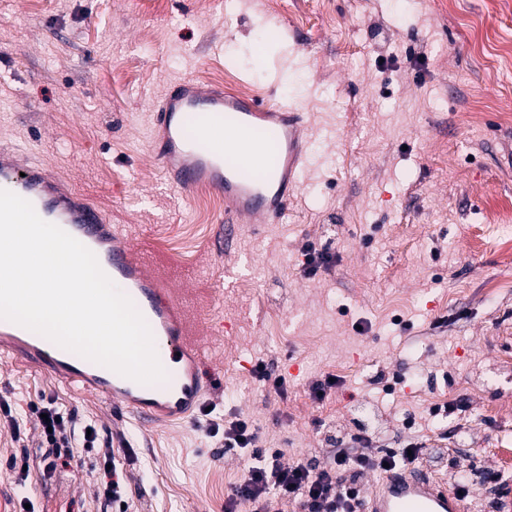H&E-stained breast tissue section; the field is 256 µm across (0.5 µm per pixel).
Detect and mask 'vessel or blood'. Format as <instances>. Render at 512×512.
<instances>
[{"instance_id": "obj_1", "label": "vessel or blood", "mask_w": 512, "mask_h": 512, "mask_svg": "<svg viewBox=\"0 0 512 512\" xmlns=\"http://www.w3.org/2000/svg\"><path fill=\"white\" fill-rule=\"evenodd\" d=\"M152 152L169 182L184 191L201 187L224 198L229 224H268L280 218L310 172L311 160L296 106L270 108L216 86L180 78L164 89L154 112ZM0 189L29 201L45 221L68 227L86 245L106 244L101 258L114 283L132 296L164 349L163 366L175 376V403L162 402L146 385L111 369L73 364L65 350L28 338L21 326L0 323V348L22 353L62 382L95 390L141 418L181 417L189 413L211 380L203 357L190 342L181 302L168 295L165 281L132 256L122 228L110 224L97 207L76 200L71 187L35 162L20 163L0 149ZM445 483L405 471H387L368 495L366 512H461Z\"/></svg>"}]
</instances>
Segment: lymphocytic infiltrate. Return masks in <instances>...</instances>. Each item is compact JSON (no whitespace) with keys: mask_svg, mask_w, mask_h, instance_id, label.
I'll list each match as a JSON object with an SVG mask.
<instances>
[{"mask_svg":"<svg viewBox=\"0 0 512 512\" xmlns=\"http://www.w3.org/2000/svg\"><path fill=\"white\" fill-rule=\"evenodd\" d=\"M33 411L47 415L50 421L49 431L42 434L46 471L75 464L73 445L91 448L98 441L97 434L88 433L75 412L61 409L54 402L34 406ZM208 435L218 439L222 447L239 450L251 459L242 482L227 501L226 512H237L242 504L251 512H284L293 503L301 512H360L364 474L380 471L386 465L393 469L406 467L416 460L404 448L366 453L370 435L364 430L353 435V447L331 450L328 463L322 467L304 461L284 463L279 450L260 447L257 429L244 418L211 422Z\"/></svg>","mask_w":512,"mask_h":512,"instance_id":"lymphocytic-infiltrate-1","label":"lymphocytic infiltrate"}]
</instances>
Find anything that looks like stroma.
<instances>
[{"label": "stroma", "mask_w": 512, "mask_h": 512, "mask_svg": "<svg viewBox=\"0 0 512 512\" xmlns=\"http://www.w3.org/2000/svg\"><path fill=\"white\" fill-rule=\"evenodd\" d=\"M0 0V147L65 176L157 264L215 376L167 424L119 414L94 391L0 354V396L25 427L28 466L0 418V512H112L97 495L100 448L50 473L33 404L54 400L112 443L130 512H224L246 461L206 434L250 419L284 462L323 463L331 438L367 430L371 452L420 444L417 469L453 481L486 512L512 507V479L483 474L512 448V262L493 243L449 252L490 212L512 210V8L490 0ZM283 35L267 49L268 28ZM288 72L280 88L270 71ZM251 84L265 103H300L315 163L277 224L219 242L224 203L202 207L167 183L150 150L151 111L171 80ZM200 246L174 259L156 225ZM329 239L328 269L306 276L301 249ZM264 363L287 395L253 373ZM356 372L321 402L311 382ZM452 407L432 417L436 407ZM212 408L204 416V408ZM214 473L221 492L198 491Z\"/></svg>", "instance_id": "35a3bbf8"}]
</instances>
